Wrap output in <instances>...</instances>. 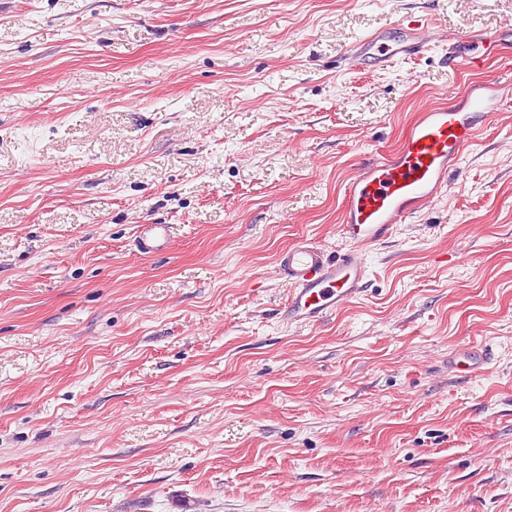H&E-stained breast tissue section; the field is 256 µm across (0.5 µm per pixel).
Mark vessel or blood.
I'll use <instances>...</instances> for the list:
<instances>
[{"instance_id":"vessel-or-blood-1","label":"vessel or blood","mask_w":512,"mask_h":512,"mask_svg":"<svg viewBox=\"0 0 512 512\" xmlns=\"http://www.w3.org/2000/svg\"><path fill=\"white\" fill-rule=\"evenodd\" d=\"M399 30L396 39L383 32L363 37L349 48L348 63L359 69L381 68L429 51L433 32L422 22H400ZM492 41L484 33L467 35L449 51L448 61L474 63L476 51H489ZM510 104L512 84L488 80L466 85L452 105L422 109L399 149L376 158L344 187L341 232L354 251L333 259L316 243L301 238L278 255L276 272L288 285L283 319L312 325L360 297L367 278L360 247L388 238L397 225L408 223L458 168L481 124ZM168 236V225L143 224L137 239L140 249L151 253L164 250Z\"/></svg>"}]
</instances>
